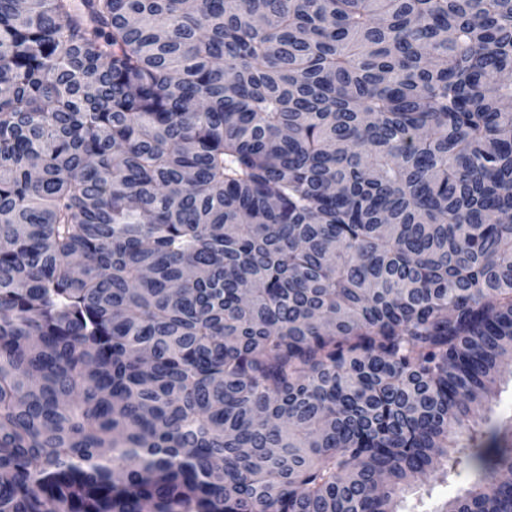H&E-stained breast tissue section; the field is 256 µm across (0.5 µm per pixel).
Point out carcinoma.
Returning a JSON list of instances; mask_svg holds the SVG:
<instances>
[{
	"label": "carcinoma",
	"instance_id": "carcinoma-1",
	"mask_svg": "<svg viewBox=\"0 0 512 512\" xmlns=\"http://www.w3.org/2000/svg\"><path fill=\"white\" fill-rule=\"evenodd\" d=\"M512 0H0V512H512ZM497 398V406L495 407V414H489L488 425L496 423L497 416L500 413H508L512 411V377L510 373H505L503 381L499 388V394ZM472 474L463 472L462 476L455 483L448 485L437 483L431 486L424 483H417L403 498L400 510L410 512H432L436 510L446 499H451L472 483Z\"/></svg>",
	"mask_w": 512,
	"mask_h": 512
}]
</instances>
